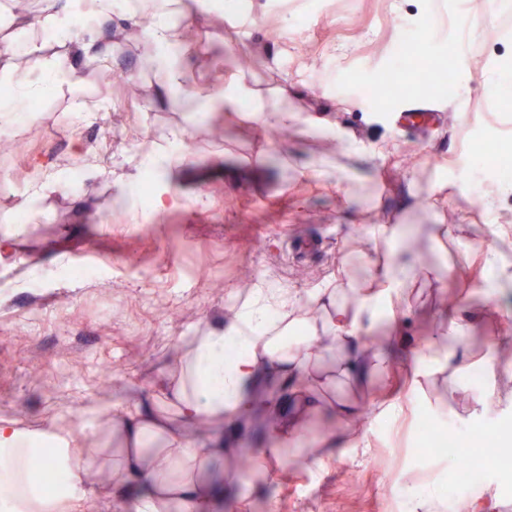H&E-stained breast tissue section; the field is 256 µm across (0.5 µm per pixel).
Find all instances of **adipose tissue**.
I'll return each instance as SVG.
<instances>
[{
	"mask_svg": "<svg viewBox=\"0 0 512 512\" xmlns=\"http://www.w3.org/2000/svg\"><path fill=\"white\" fill-rule=\"evenodd\" d=\"M416 277L412 264L393 259L374 267L356 289L355 305L336 301L334 289L319 286L297 298L288 288L260 282L241 305L235 319L201 336L192 337L178 358L176 383L170 403L179 427L169 447L144 460L140 445L161 418L150 404L139 402L116 412L114 422L125 438V453L116 466L111 496L129 500L132 512H168L179 503L183 512H208L210 503L222 499V488L201 484L198 470L210 454L223 453L224 433L216 431L211 448H199L186 431L202 420H248L256 408L255 392L266 386L268 397L288 404L292 413L283 435H297L302 417L314 402L309 383L310 348L323 341H350L374 326L394 296ZM319 311L320 320L304 321L302 341L289 339L287 318L295 309ZM72 438L59 434L55 425L35 430L0 423V512H73L84 493L86 462L71 451ZM46 450L44 470L60 475L66 485L61 496L44 495L40 472L31 466L35 451ZM181 461V476L173 478L172 458Z\"/></svg>",
	"mask_w": 512,
	"mask_h": 512,
	"instance_id": "1",
	"label": "adipose tissue"
}]
</instances>
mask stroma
<instances>
[{
	"mask_svg": "<svg viewBox=\"0 0 512 512\" xmlns=\"http://www.w3.org/2000/svg\"><path fill=\"white\" fill-rule=\"evenodd\" d=\"M46 0H0V87L35 85L27 117L0 111V139L22 138L25 152L0 157V421L36 427L47 420L72 432L85 450L86 502L96 512H127L109 497L121 435L114 408L135 399L166 408L164 394L189 337L231 322L248 295L243 272L284 284L298 295L331 282L351 293L349 265L364 271L391 257L379 225L408 227L402 251L416 280L394 301L381 327L393 351L388 374L363 383L339 372L340 347L314 354L313 378L328 380L287 455L256 463L248 480L234 466L255 454L243 433L225 430V454L210 464L224 478L216 512H512V473L486 467L481 482L455 488L454 462L429 466L414 455L420 416L461 439L496 431L512 450L511 356L503 340L512 324V291L486 297L470 270L499 245L497 214L479 199L495 176L476 170L470 141H492L512 160V91L490 93L512 71V0H238L236 8L202 7L196 39L182 55L196 95L215 80L249 86L256 99L287 105L298 121L287 140L259 132L250 103L224 110L226 136H212L209 113L166 107L158 80L125 25V4L99 18L90 53L72 60L77 80L53 82L22 47L45 43L48 57L69 58L39 20ZM468 11L466 58L446 86H418L414 62L398 66L403 43L421 40L429 60H447L455 34H434L430 21ZM247 54L254 69L225 67L214 50ZM124 67L126 84L99 82L100 64ZM390 73L396 95L374 91ZM435 101L437 121L399 123L402 95ZM190 142L170 145L171 132ZM387 145L370 162L355 145ZM410 169H403L406 159ZM79 171H72V162ZM27 181L14 178L16 169ZM57 174L61 183L48 181ZM153 179L166 206L143 205ZM440 224L457 225L440 238ZM81 265L87 277L61 278ZM222 280V292L211 289ZM468 307L464 357L444 366L428 357L426 336L454 316L446 302ZM481 344H471V337ZM112 390L101 395L104 370ZM368 404L371 419L347 428L339 405ZM83 418L72 422L73 410ZM321 441L307 454L311 440Z\"/></svg>",
	"mask_w": 512,
	"mask_h": 512,
	"instance_id": "obj_1",
	"label": "stroma"
}]
</instances>
